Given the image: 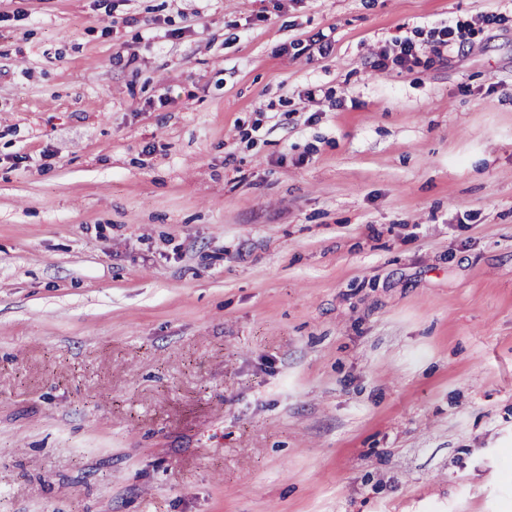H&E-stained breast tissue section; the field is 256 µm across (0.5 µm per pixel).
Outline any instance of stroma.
<instances>
[{
    "label": "stroma",
    "mask_w": 512,
    "mask_h": 512,
    "mask_svg": "<svg viewBox=\"0 0 512 512\" xmlns=\"http://www.w3.org/2000/svg\"><path fill=\"white\" fill-rule=\"evenodd\" d=\"M0 512H512V0H0Z\"/></svg>",
    "instance_id": "stroma-1"
}]
</instances>
